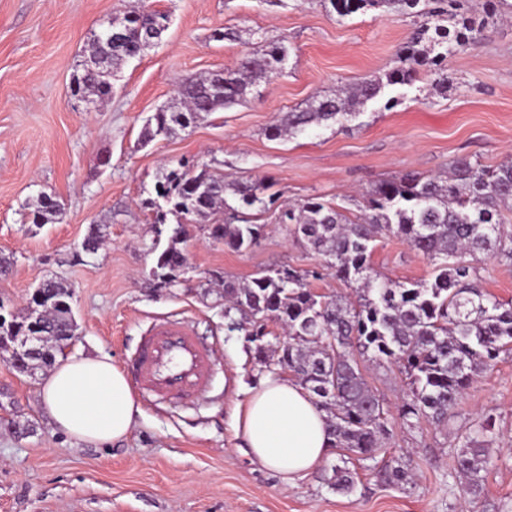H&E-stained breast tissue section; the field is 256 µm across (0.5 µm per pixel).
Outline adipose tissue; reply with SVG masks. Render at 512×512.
Wrapping results in <instances>:
<instances>
[{
    "label": "adipose tissue",
    "instance_id": "adipose-tissue-1",
    "mask_svg": "<svg viewBox=\"0 0 512 512\" xmlns=\"http://www.w3.org/2000/svg\"><path fill=\"white\" fill-rule=\"evenodd\" d=\"M40 394L54 427L86 443L125 438L141 413L126 375L106 355L60 359ZM234 426L241 447L287 486L319 466L331 444L325 414L309 392L272 372L236 403Z\"/></svg>",
    "mask_w": 512,
    "mask_h": 512
}]
</instances>
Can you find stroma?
I'll return each instance as SVG.
<instances>
[{
	"label": "stroma",
	"instance_id": "35a3bbf8",
	"mask_svg": "<svg viewBox=\"0 0 512 512\" xmlns=\"http://www.w3.org/2000/svg\"><path fill=\"white\" fill-rule=\"evenodd\" d=\"M165 12L161 41L124 62L112 93L85 111L71 92L91 34L103 20L144 8ZM417 21L408 15L338 19L329 0H0V304L18 310L54 278L73 292L78 324L70 353L106 354L115 366L156 318L188 321L215 353L216 373L202 398L174 407L140 399L141 414L121 442L69 438L50 425L40 399L43 372L20 374L0 355V512H512V356L477 377L446 429L408 427L396 368L368 366L367 383L388 405L390 435L380 455L407 463L414 481L384 484L365 466L355 491L327 484L341 455L330 449L314 471L284 486L237 445L236 391L262 379L243 332L224 317L225 283L279 267L318 268L308 244L274 212L249 211L263 232L236 252L207 223L187 227L186 280L156 287L149 271L167 243L150 207L161 172L186 160L223 174L271 182L281 202L317 196L336 206L404 173L433 177L468 156L492 166L512 157V20L448 58L453 84L428 92L427 78L388 86L344 124L308 127L271 139L278 113L301 109L339 82L357 83L397 66ZM231 29L232 39L215 40ZM285 40V71L260 82L247 100L176 135L142 144L148 117L176 96L180 79L234 68L260 41ZM62 207L58 223L32 222L40 194ZM106 236L90 253V225ZM371 264L381 276L431 277L428 260L396 237L378 242ZM496 435L479 495H463L454 469L460 435L486 413Z\"/></svg>",
	"mask_w": 512,
	"mask_h": 512
}]
</instances>
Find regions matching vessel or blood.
<instances>
[{
  "mask_svg": "<svg viewBox=\"0 0 512 512\" xmlns=\"http://www.w3.org/2000/svg\"><path fill=\"white\" fill-rule=\"evenodd\" d=\"M215 361L183 320L155 322L142 336L125 368L135 387L152 400L180 402L204 395Z\"/></svg>",
  "mask_w": 512,
  "mask_h": 512,
  "instance_id": "1",
  "label": "vessel or blood"
}]
</instances>
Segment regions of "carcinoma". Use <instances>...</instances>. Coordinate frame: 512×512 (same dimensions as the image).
Instances as JSON below:
<instances>
[{
    "mask_svg": "<svg viewBox=\"0 0 512 512\" xmlns=\"http://www.w3.org/2000/svg\"><path fill=\"white\" fill-rule=\"evenodd\" d=\"M505 0H486L488 8L475 15L465 0H330L340 17L358 11L410 14L424 5V22L398 51L399 65L373 79L343 83L336 93L316 96L301 110L282 113L270 127L272 138L291 137L311 125L341 124L376 98L386 86L410 84L418 73L430 78L439 94L448 92V56L477 42L482 31L506 17ZM454 24L448 32L447 22ZM118 34L108 42L95 33L90 57L100 66L83 65L74 75L76 93L102 102L112 90L114 70L138 56L150 40L169 27L167 14L143 10L113 19ZM284 42L243 56L236 68L191 76L180 82L178 105L163 106L144 125L142 140L167 137L175 128L198 121L246 100L256 80L285 69ZM262 181L224 182V176L187 161L162 174L154 223L169 214L177 218L168 246L156 257L150 276L161 287H173L186 274L187 262L179 244L183 225L194 218L224 212V222L211 234L224 246L240 251L253 246L263 225L250 224L240 209L265 212L275 205ZM359 214L347 217L340 209L309 197L281 209L279 221L291 226L320 257L322 267L352 288L353 297L314 292L308 278L317 270L281 268L262 271L242 284L224 283V317L244 332V339L261 367L290 371L326 413L332 447L345 448L358 461H373L387 433L385 399L366 382L354 353L378 364L398 368L408 380L409 394L400 409L413 427L425 419L448 426L463 394L475 377L491 369L501 355L512 354V302L485 292L475 281L476 267L464 260L493 259L512 265V227L503 211L512 210V158L491 168L468 157L456 158L448 173L423 177L406 173L375 184L357 203ZM61 205L42 193L33 210V223L60 219ZM399 237L433 266L424 282H400L378 275L371 256L382 235ZM72 291L47 279L32 294L26 312L0 326V351L18 355L16 370L30 374L55 362L62 346L76 335ZM288 329V342L271 335L268 322ZM495 429L489 415L477 429L459 437L454 468L465 478L463 493L482 489L480 471L487 463L486 448ZM381 473L390 485L413 480L411 469L388 460ZM356 470L345 458L332 466L331 489L350 494Z\"/></svg>",
    "mask_w": 512,
    "mask_h": 512,
    "instance_id": "cac0c4a2",
    "label": "carcinoma"
}]
</instances>
